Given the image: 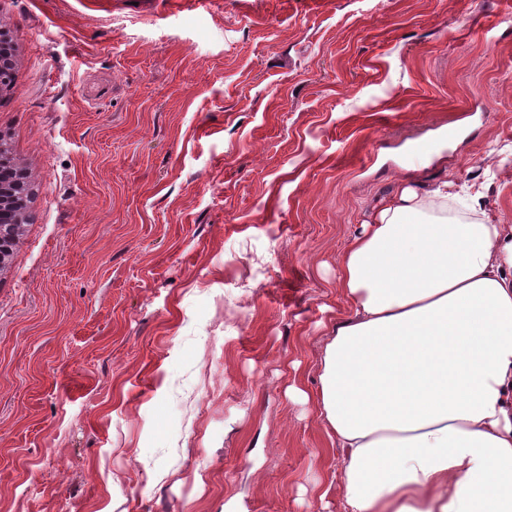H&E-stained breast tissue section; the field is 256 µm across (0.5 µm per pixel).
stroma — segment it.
Wrapping results in <instances>:
<instances>
[{"instance_id": "1", "label": "stroma", "mask_w": 512, "mask_h": 512, "mask_svg": "<svg viewBox=\"0 0 512 512\" xmlns=\"http://www.w3.org/2000/svg\"><path fill=\"white\" fill-rule=\"evenodd\" d=\"M0 512H336V265L404 178L512 225V0H0ZM17 180L0 178V268L5 265L26 219L29 195L17 191Z\"/></svg>"}]
</instances>
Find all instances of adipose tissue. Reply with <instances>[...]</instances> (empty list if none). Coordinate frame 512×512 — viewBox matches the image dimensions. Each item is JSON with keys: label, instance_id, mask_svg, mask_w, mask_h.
<instances>
[{"label": "adipose tissue", "instance_id": "obj_1", "mask_svg": "<svg viewBox=\"0 0 512 512\" xmlns=\"http://www.w3.org/2000/svg\"><path fill=\"white\" fill-rule=\"evenodd\" d=\"M454 182H409L339 257L343 308L316 389L339 512H512V232L448 215Z\"/></svg>", "mask_w": 512, "mask_h": 512}]
</instances>
